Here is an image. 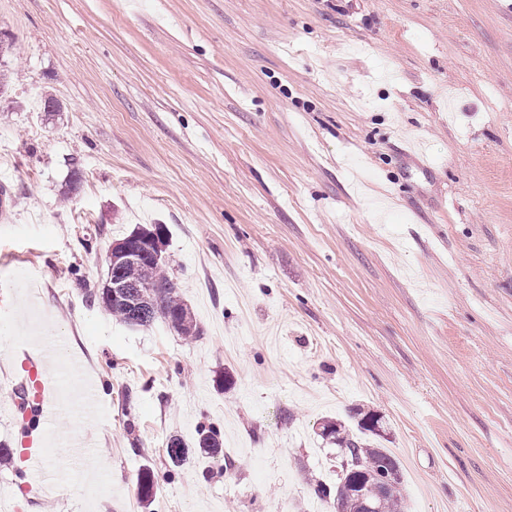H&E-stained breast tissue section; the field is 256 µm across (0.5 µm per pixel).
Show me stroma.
<instances>
[{"instance_id": "stroma-1", "label": "stroma", "mask_w": 512, "mask_h": 512, "mask_svg": "<svg viewBox=\"0 0 512 512\" xmlns=\"http://www.w3.org/2000/svg\"><path fill=\"white\" fill-rule=\"evenodd\" d=\"M501 4L0 0L17 49L0 93V335L31 342L39 314L65 351L51 366L62 410L39 438L63 491L26 488L17 456L0 464V501L329 510L313 487L335 484L336 447L318 428L356 427L362 410L383 418L404 512H512ZM156 221L200 337L89 301L112 244ZM82 385L100 415L65 411ZM211 426L218 457L194 445ZM66 433L81 457L60 448ZM173 436L193 446L178 466Z\"/></svg>"}]
</instances>
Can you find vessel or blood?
Here are the masks:
<instances>
[{"label":"vessel or blood","instance_id":"obj_1","mask_svg":"<svg viewBox=\"0 0 512 512\" xmlns=\"http://www.w3.org/2000/svg\"><path fill=\"white\" fill-rule=\"evenodd\" d=\"M57 349V344L41 343L23 350L22 378L11 380L8 386H0L1 414L31 421L37 427L49 424L56 418V379L48 372L47 364ZM32 446V437L21 439L20 453L27 462L25 478L30 482H42L46 479L44 458L34 452Z\"/></svg>","mask_w":512,"mask_h":512}]
</instances>
